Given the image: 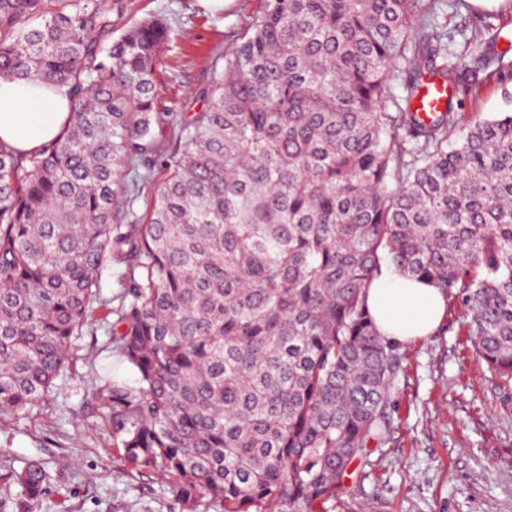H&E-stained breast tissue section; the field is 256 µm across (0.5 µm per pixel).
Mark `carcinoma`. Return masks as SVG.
I'll list each match as a JSON object with an SVG mask.
<instances>
[{
  "mask_svg": "<svg viewBox=\"0 0 512 512\" xmlns=\"http://www.w3.org/2000/svg\"><path fill=\"white\" fill-rule=\"evenodd\" d=\"M447 8L266 0L187 115L155 106L166 20L126 22V0H0V76L72 103L37 151L0 143V421L31 414L101 311L135 374L95 389L128 465L179 505L329 512L353 460L392 439L404 356L366 302L384 265L461 303L511 392L512 113L467 124L450 97L424 121L414 101L429 77L511 81L512 62L493 42L451 62ZM51 483L0 448V504L17 485L25 512Z\"/></svg>",
  "mask_w": 512,
  "mask_h": 512,
  "instance_id": "cac0c4a2",
  "label": "carcinoma"
}]
</instances>
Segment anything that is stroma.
Returning a JSON list of instances; mask_svg holds the SVG:
<instances>
[{
	"label": "stroma",
	"instance_id": "obj_1",
	"mask_svg": "<svg viewBox=\"0 0 512 512\" xmlns=\"http://www.w3.org/2000/svg\"><path fill=\"white\" fill-rule=\"evenodd\" d=\"M127 19L168 18L173 40L160 57L157 103L167 112H195L197 95L246 33L265 0H128ZM492 23L512 39V0H448L449 50L473 63L474 23ZM465 121L512 113V83L488 80L457 98ZM403 372L393 408V437L350 466L331 512H512V392L479 361L452 307L437 331L403 344ZM130 371L112 355L102 324L89 327L66 374L21 421H0V446L15 469L47 463L54 481L30 512H182L158 475L130 470L112 447L111 429L95 394L99 376Z\"/></svg>",
	"mask_w": 512,
	"mask_h": 512
}]
</instances>
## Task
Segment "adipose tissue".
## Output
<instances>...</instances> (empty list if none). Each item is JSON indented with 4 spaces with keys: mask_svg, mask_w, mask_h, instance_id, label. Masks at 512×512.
Here are the masks:
<instances>
[{
    "mask_svg": "<svg viewBox=\"0 0 512 512\" xmlns=\"http://www.w3.org/2000/svg\"><path fill=\"white\" fill-rule=\"evenodd\" d=\"M66 89L0 78V142L31 152L55 139L70 120ZM380 333L402 343L432 334L447 313L444 295L427 282L382 268L367 292Z\"/></svg>",
    "mask_w": 512,
    "mask_h": 512,
    "instance_id": "obj_1",
    "label": "adipose tissue"
}]
</instances>
